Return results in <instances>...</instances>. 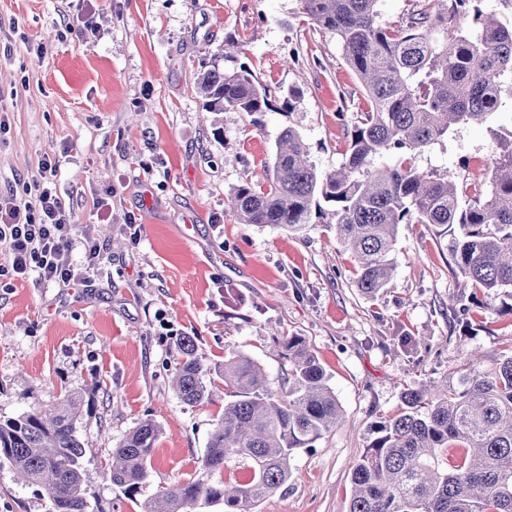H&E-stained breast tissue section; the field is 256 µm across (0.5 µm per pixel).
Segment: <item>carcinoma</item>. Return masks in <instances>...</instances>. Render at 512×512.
Returning a JSON list of instances; mask_svg holds the SVG:
<instances>
[{
	"label": "carcinoma",
	"instance_id": "cac0c4a2",
	"mask_svg": "<svg viewBox=\"0 0 512 512\" xmlns=\"http://www.w3.org/2000/svg\"><path fill=\"white\" fill-rule=\"evenodd\" d=\"M377 2L300 0L312 24L339 38L367 99L347 132L340 170L320 177L302 137L288 128L266 166V185L241 183L230 206L242 224L303 233L320 194L334 204L338 240L354 257L355 285L368 297L395 269L398 225L457 224L456 267L495 298L512 288V139L487 164L486 183L422 171L415 159L453 126L482 125L512 104V23L484 16L479 0H425L385 23ZM199 91L210 111L273 110L269 89L245 66L226 70L212 62ZM384 155L393 161L376 166ZM178 350L175 391L186 404L202 403L211 369L196 357L193 337L180 338ZM285 350L291 378L281 396L269 391L249 356L224 359L230 400L202 460L207 479L161 490L140 503L141 512L220 504L224 512H254L288 482L293 453L311 447L341 412L305 341L290 336ZM403 403L352 468L349 512H512V355L489 368L470 356L453 369L451 381L408 390ZM80 407L81 399L68 394L53 409L0 421V467L43 486L49 512H88ZM160 434V426L147 420L112 448L107 477L113 485L130 496L139 491ZM450 448L460 454L448 456ZM236 464L250 469L247 480L224 479Z\"/></svg>",
	"mask_w": 512,
	"mask_h": 512
}]
</instances>
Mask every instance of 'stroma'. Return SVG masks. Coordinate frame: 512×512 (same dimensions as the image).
<instances>
[{
  "label": "stroma",
  "mask_w": 512,
  "mask_h": 512,
  "mask_svg": "<svg viewBox=\"0 0 512 512\" xmlns=\"http://www.w3.org/2000/svg\"><path fill=\"white\" fill-rule=\"evenodd\" d=\"M96 30L80 36L85 19ZM225 68L248 67L273 112L206 109L201 70L225 43ZM44 55H37V46ZM366 103L335 34L314 29L299 0H0V195L24 199L56 153L85 283L0 278V420L82 396L83 489L89 512H140L160 488L203 475L224 412V383L188 405L172 377L180 337L218 368L231 353L288 389V337L306 339L342 410L340 424L297 450L288 482L258 512H348L350 475L375 425L400 412L405 390L444 382L470 353L492 365L512 353V297L490 299L455 273L458 227L403 224L392 279L373 299L356 264L320 218L306 233L242 224L232 189L264 180L276 138L303 137L319 173L338 169L346 128ZM512 139V115L461 125L419 155L421 170L479 174ZM160 424L149 475L135 496L104 465L144 420ZM44 488L0 468V512H48Z\"/></svg>",
  "instance_id": "35a3bbf8"
}]
</instances>
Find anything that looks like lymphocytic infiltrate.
Instances as JSON below:
<instances>
[{
	"label": "lymphocytic infiltrate",
	"mask_w": 512,
	"mask_h": 512,
	"mask_svg": "<svg viewBox=\"0 0 512 512\" xmlns=\"http://www.w3.org/2000/svg\"><path fill=\"white\" fill-rule=\"evenodd\" d=\"M57 168L56 156H44L38 178L26 188L25 200L0 196V241L8 243L10 253V266L0 268V277H23L35 271L48 282L82 283L98 263L101 247L90 237L84 244V266L69 260L72 213L54 186Z\"/></svg>",
	"instance_id": "obj_1"
}]
</instances>
